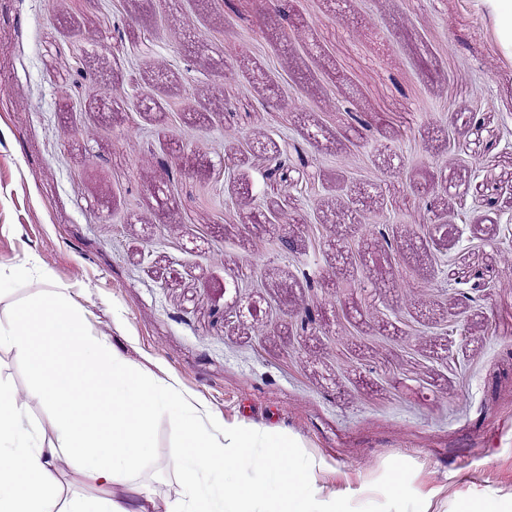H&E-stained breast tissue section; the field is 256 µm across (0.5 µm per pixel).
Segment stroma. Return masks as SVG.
I'll use <instances>...</instances> for the list:
<instances>
[{
    "mask_svg": "<svg viewBox=\"0 0 512 512\" xmlns=\"http://www.w3.org/2000/svg\"><path fill=\"white\" fill-rule=\"evenodd\" d=\"M32 254L0 319L66 287L353 512L512 494V58L476 0H0V263Z\"/></svg>",
    "mask_w": 512,
    "mask_h": 512,
    "instance_id": "stroma-1",
    "label": "stroma"
}]
</instances>
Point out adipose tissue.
<instances>
[{"instance_id": "adipose-tissue-1", "label": "adipose tissue", "mask_w": 512, "mask_h": 512, "mask_svg": "<svg viewBox=\"0 0 512 512\" xmlns=\"http://www.w3.org/2000/svg\"><path fill=\"white\" fill-rule=\"evenodd\" d=\"M3 347L35 361L29 394L51 409L54 436L22 429L18 397L0 384V512H350L318 485L296 437L227 422L177 379L144 374L94 333L68 292L0 320ZM160 416L178 440L181 486L161 503L136 482ZM62 460L85 491L64 492L55 477Z\"/></svg>"}]
</instances>
